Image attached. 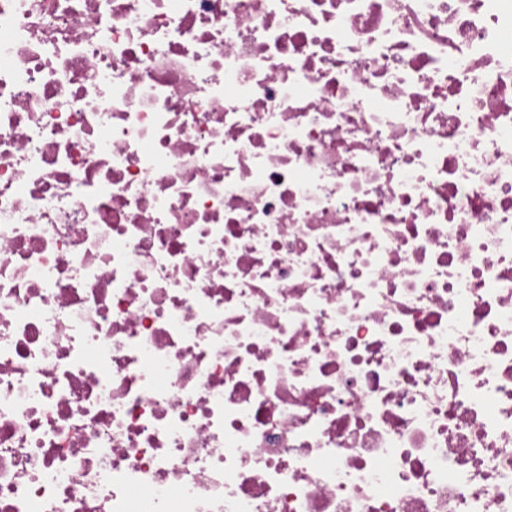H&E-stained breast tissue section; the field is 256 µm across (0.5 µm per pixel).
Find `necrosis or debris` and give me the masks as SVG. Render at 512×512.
Here are the masks:
<instances>
[{
  "label": "necrosis or debris",
  "instance_id": "4bbe7bcc",
  "mask_svg": "<svg viewBox=\"0 0 512 512\" xmlns=\"http://www.w3.org/2000/svg\"><path fill=\"white\" fill-rule=\"evenodd\" d=\"M0 512H512V0H0Z\"/></svg>",
  "mask_w": 512,
  "mask_h": 512
}]
</instances>
